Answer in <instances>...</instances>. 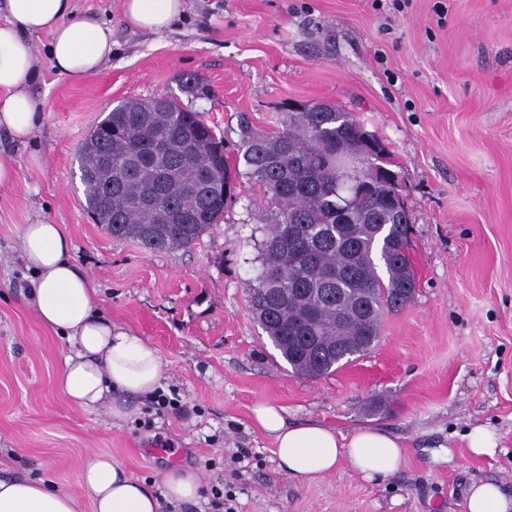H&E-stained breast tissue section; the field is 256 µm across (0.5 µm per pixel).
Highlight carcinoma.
<instances>
[{
    "instance_id": "carcinoma-1",
    "label": "carcinoma",
    "mask_w": 512,
    "mask_h": 512,
    "mask_svg": "<svg viewBox=\"0 0 512 512\" xmlns=\"http://www.w3.org/2000/svg\"><path fill=\"white\" fill-rule=\"evenodd\" d=\"M94 136L95 151L76 153L86 207L111 214L113 238L149 253L192 247L223 218L240 178L263 188L276 212L248 303L294 373L321 378L360 358L385 313L413 298L410 226L391 198L389 152L354 113L315 103L283 112L268 132L243 115L233 160L201 113L167 96L146 110L120 102ZM150 195L168 222H149Z\"/></svg>"
}]
</instances>
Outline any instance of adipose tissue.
Segmentation results:
<instances>
[{"instance_id":"1","label":"adipose tissue","mask_w":512,"mask_h":512,"mask_svg":"<svg viewBox=\"0 0 512 512\" xmlns=\"http://www.w3.org/2000/svg\"><path fill=\"white\" fill-rule=\"evenodd\" d=\"M0 24V132L27 142L43 114L29 93L40 75L33 35H51L50 61L59 75L79 82L112 56V30L75 14L72 0H5ZM126 22L159 33L184 9V0H123ZM22 257L34 273L31 303L41 323L65 336L72 350L63 360L60 386L69 402L86 411L107 408L114 422L129 419L139 401L162 389V362L155 349L130 329L113 324L95 305L89 278L73 263V243L57 224L37 219L20 229ZM255 425L270 436L280 470L298 481L324 476L349 462L362 478L385 481L404 458L397 436L379 428L344 433L316 421L289 423L282 408L252 409ZM82 497L44 479L0 467V512H175L202 491L192 470L174 468L162 477V492L125 475L111 455L90 457L78 474Z\"/></svg>"}]
</instances>
